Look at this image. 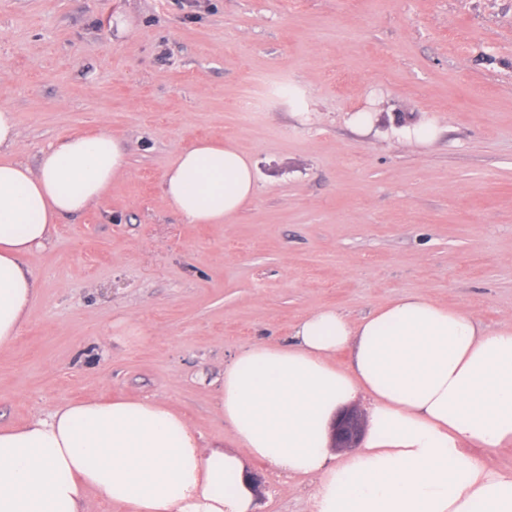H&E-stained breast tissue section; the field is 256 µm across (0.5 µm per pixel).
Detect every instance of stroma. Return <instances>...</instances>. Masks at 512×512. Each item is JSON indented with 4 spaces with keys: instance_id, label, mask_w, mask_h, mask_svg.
<instances>
[{
    "instance_id": "35a3bbf8",
    "label": "stroma",
    "mask_w": 512,
    "mask_h": 512,
    "mask_svg": "<svg viewBox=\"0 0 512 512\" xmlns=\"http://www.w3.org/2000/svg\"><path fill=\"white\" fill-rule=\"evenodd\" d=\"M0 106L27 165L74 133L127 160L26 260L41 288L0 351L1 428L124 397L229 448L225 361L314 309L422 293L492 331L512 316V0H0ZM419 121L432 140L405 138ZM202 140L256 167L224 224L164 197ZM249 469L255 512H306L308 480Z\"/></svg>"
}]
</instances>
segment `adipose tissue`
I'll list each match as a JSON object with an SVG mask.
<instances>
[{
  "label": "adipose tissue",
  "mask_w": 512,
  "mask_h": 512,
  "mask_svg": "<svg viewBox=\"0 0 512 512\" xmlns=\"http://www.w3.org/2000/svg\"><path fill=\"white\" fill-rule=\"evenodd\" d=\"M18 138L0 107V351L40 288L27 256L125 170L106 133L60 139L34 168L10 160ZM255 187L250 159L209 141L180 151L163 191L189 223L221 224ZM361 399V445L337 455L334 419ZM217 407L236 450L204 447L183 414L147 401L85 400L0 428V512H81L91 491L123 512H253L254 459L310 479L309 512H512V472L475 454L512 444V324L491 331L421 294L358 321L318 308L288 344L259 341L225 364Z\"/></svg>",
  "instance_id": "adipose-tissue-1"
}]
</instances>
